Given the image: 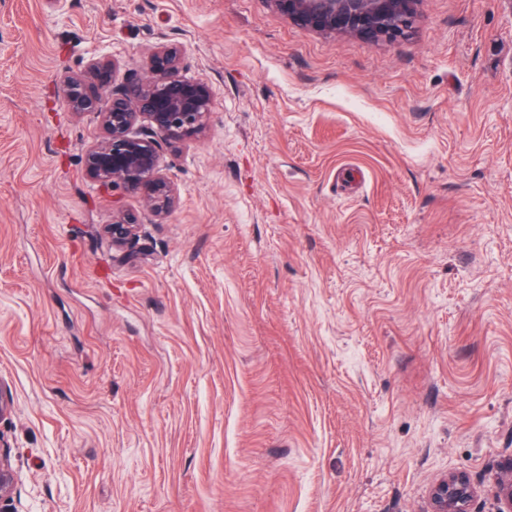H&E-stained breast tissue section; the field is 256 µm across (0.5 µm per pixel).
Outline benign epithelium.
Here are the masks:
<instances>
[{
  "instance_id": "benign-epithelium-1",
  "label": "benign epithelium",
  "mask_w": 512,
  "mask_h": 512,
  "mask_svg": "<svg viewBox=\"0 0 512 512\" xmlns=\"http://www.w3.org/2000/svg\"><path fill=\"white\" fill-rule=\"evenodd\" d=\"M280 12L303 26L324 33H346L370 42L393 40L414 23L421 0H269ZM181 48L163 45L150 56L148 75L112 93L106 77L110 64L96 62L88 76L61 80L70 111L97 114L104 136L86 153L87 177L108 190L117 185L141 191L147 208L157 217L171 212L174 184L162 173L159 131L172 138L192 137L206 127L213 99L209 85L180 74ZM150 130L137 132L140 120ZM136 220L121 211L112 213L105 228L112 242L125 243L134 235ZM496 497L499 512H512V458L503 465ZM17 476L9 456L0 448V512L14 498ZM476 489L469 478L450 473L431 490L434 512H470Z\"/></svg>"
}]
</instances>
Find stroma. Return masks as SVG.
Returning <instances> with one entry per match:
<instances>
[{
	"instance_id": "stroma-1",
	"label": "stroma",
	"mask_w": 512,
	"mask_h": 512,
	"mask_svg": "<svg viewBox=\"0 0 512 512\" xmlns=\"http://www.w3.org/2000/svg\"><path fill=\"white\" fill-rule=\"evenodd\" d=\"M205 80L179 197L85 174L60 79ZM138 221L113 247V207ZM0 418L11 512H496L512 458V0L404 38L269 0H0ZM476 489L469 478L460 473H449L431 490L434 512H470V503Z\"/></svg>"
}]
</instances>
